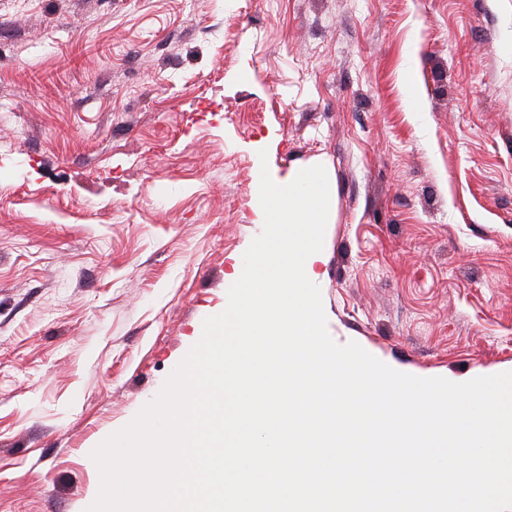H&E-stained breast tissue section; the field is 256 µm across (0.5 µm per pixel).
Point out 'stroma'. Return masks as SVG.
Wrapping results in <instances>:
<instances>
[{"mask_svg": "<svg viewBox=\"0 0 512 512\" xmlns=\"http://www.w3.org/2000/svg\"><path fill=\"white\" fill-rule=\"evenodd\" d=\"M316 165L331 338L512 371V0H0V512H86Z\"/></svg>", "mask_w": 512, "mask_h": 512, "instance_id": "35a3bbf8", "label": "stroma"}]
</instances>
